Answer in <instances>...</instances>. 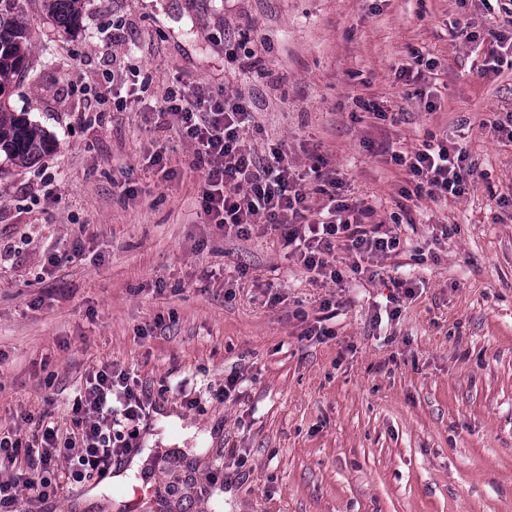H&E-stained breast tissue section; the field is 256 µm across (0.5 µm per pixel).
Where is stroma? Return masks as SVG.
Here are the masks:
<instances>
[{"mask_svg":"<svg viewBox=\"0 0 512 512\" xmlns=\"http://www.w3.org/2000/svg\"><path fill=\"white\" fill-rule=\"evenodd\" d=\"M496 17L480 0H88L66 30L28 0L34 51L4 99L51 147L0 157V430L65 419L107 364L156 408L134 478L126 460L20 512H123L136 487L141 512H512V144L486 125L512 113V67L482 70ZM416 53L436 63L432 111L398 77ZM134 68L158 102L176 77L242 95L252 152L322 155L371 223L396 225V253L338 285L277 231L224 236L180 131L113 100ZM385 137L462 140L466 194L401 197L404 169L366 148ZM397 280L414 297L376 321Z\"/></svg>","mask_w":512,"mask_h":512,"instance_id":"obj_1","label":"stroma"}]
</instances>
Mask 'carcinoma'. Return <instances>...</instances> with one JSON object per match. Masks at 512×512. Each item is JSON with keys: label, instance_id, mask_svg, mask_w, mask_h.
Returning <instances> with one entry per match:
<instances>
[{"label": "carcinoma", "instance_id": "obj_1", "mask_svg": "<svg viewBox=\"0 0 512 512\" xmlns=\"http://www.w3.org/2000/svg\"><path fill=\"white\" fill-rule=\"evenodd\" d=\"M27 0H0V94L29 63L30 37L24 21ZM88 0H43L45 10L61 27L79 24ZM50 143L44 132L28 121L23 113H15L0 100V153L17 164H28L48 150Z\"/></svg>", "mask_w": 512, "mask_h": 512}]
</instances>
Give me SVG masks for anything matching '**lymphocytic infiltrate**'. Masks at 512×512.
Instances as JSON below:
<instances>
[{
	"label": "lymphocytic infiltrate",
	"instance_id": "f902f5d3",
	"mask_svg": "<svg viewBox=\"0 0 512 512\" xmlns=\"http://www.w3.org/2000/svg\"><path fill=\"white\" fill-rule=\"evenodd\" d=\"M157 125L177 126L192 151L191 166L205 172L202 209L225 233L248 234L263 224L280 230L285 244L311 273L344 279L331 257L343 248L359 256H386L400 239L365 200L348 195L335 173H317L326 184L324 200L313 202L300 182L307 176L286 164L282 148L260 159L247 151L243 136L253 115L238 94L213 97L198 86L175 81L154 110ZM378 154L405 167L404 198L463 196L475 170L458 142L426 143L413 151L395 150L388 141ZM153 406L136 377L103 366L88 372L74 395L69 433L57 422H38L31 437L0 432V512H18L29 499L45 502L86 479L106 478L115 462L137 448L135 437Z\"/></svg>",
	"mask_w": 512,
	"mask_h": 512
}]
</instances>
